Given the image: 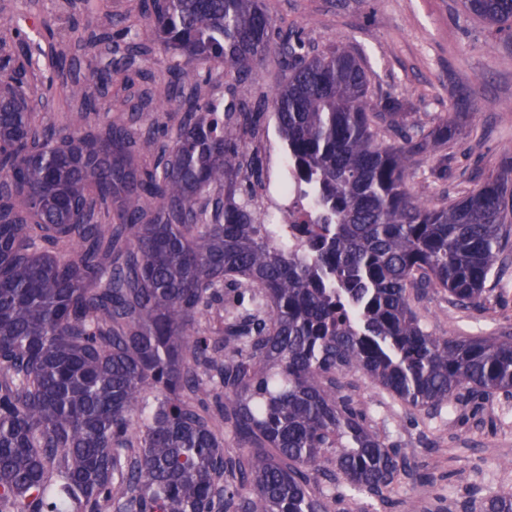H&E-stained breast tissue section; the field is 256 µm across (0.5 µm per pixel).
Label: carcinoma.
Listing matches in <instances>:
<instances>
[{
	"mask_svg": "<svg viewBox=\"0 0 512 512\" xmlns=\"http://www.w3.org/2000/svg\"><path fill=\"white\" fill-rule=\"evenodd\" d=\"M512 35V0H462ZM165 49L251 75L274 38L288 81L257 101L185 96L207 81L173 67L186 103L152 168L157 127L120 112L40 129L13 53L0 55V512H336L413 473L336 375L362 373L436 412L512 395V332L434 336L411 292L480 307L512 267V159L436 206L406 184L438 158L465 112L411 119L371 101L365 62L338 43L311 52L265 0H147ZM30 68L64 53L20 39ZM271 103L293 169L323 224L285 251L237 202L240 132ZM214 186L224 196H214ZM205 315L212 321L201 322ZM243 452L224 455L220 425ZM483 512H512L490 495Z\"/></svg>",
	"mask_w": 512,
	"mask_h": 512,
	"instance_id": "carcinoma-1",
	"label": "carcinoma"
}]
</instances>
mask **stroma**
<instances>
[{
	"mask_svg": "<svg viewBox=\"0 0 512 512\" xmlns=\"http://www.w3.org/2000/svg\"><path fill=\"white\" fill-rule=\"evenodd\" d=\"M277 28L299 31L312 51L340 42L374 71V100L402 99L414 118L431 121L467 102L473 119L450 154L455 174L485 177L512 155V37L467 14L461 0H266ZM51 21L55 46L71 61L63 72L28 70L30 104L38 125L68 124L72 89L91 97L96 121L108 110L140 104L134 122L155 124L167 135L178 128V107L168 97L170 53L141 13V0H0V45L16 46L18 32L38 40ZM131 25L141 53L129 56L115 40L116 21ZM121 60L109 92L92 78L96 66ZM278 48H270L240 98L256 99L286 80ZM415 306L437 336H492L512 329V276L497 284L480 309H457L431 288ZM346 393L366 404L367 422L388 444L402 448L420 479H404L388 494L391 508L371 498L357 512H448L454 500L479 504L491 491L512 493V397L498 394L480 408L427 412L391 398L358 372L340 377Z\"/></svg>",
	"mask_w": 512,
	"mask_h": 512,
	"instance_id": "35a3bbf8",
	"label": "stroma"
}]
</instances>
